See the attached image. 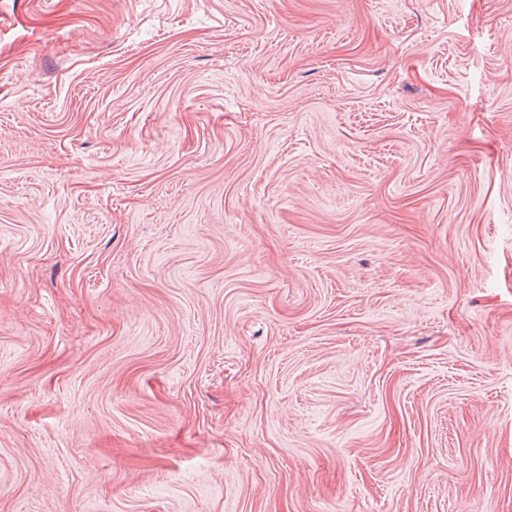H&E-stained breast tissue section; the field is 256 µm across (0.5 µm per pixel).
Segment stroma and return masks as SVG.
I'll return each mask as SVG.
<instances>
[{
	"mask_svg": "<svg viewBox=\"0 0 512 512\" xmlns=\"http://www.w3.org/2000/svg\"><path fill=\"white\" fill-rule=\"evenodd\" d=\"M0 512H512V0H0Z\"/></svg>",
	"mask_w": 512,
	"mask_h": 512,
	"instance_id": "obj_1",
	"label": "stroma"
}]
</instances>
